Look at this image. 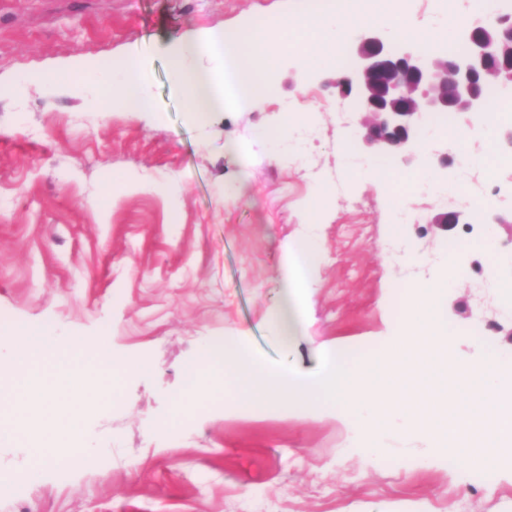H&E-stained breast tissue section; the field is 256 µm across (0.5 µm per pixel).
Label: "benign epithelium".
I'll list each match as a JSON object with an SVG mask.
<instances>
[{"mask_svg":"<svg viewBox=\"0 0 512 512\" xmlns=\"http://www.w3.org/2000/svg\"><path fill=\"white\" fill-rule=\"evenodd\" d=\"M466 43L465 56L450 64L438 56L426 60L410 42L395 48L379 31L355 37V65L336 78V87L359 115L362 143L409 161L429 134L425 124L429 114L450 105L462 114L476 111L482 97L475 91L474 77L478 73L488 79L498 77L487 62L512 55V16L499 15L472 26ZM474 217L468 206L457 203L433 216L429 224L448 231Z\"/></svg>","mask_w":512,"mask_h":512,"instance_id":"1","label":"benign epithelium"}]
</instances>
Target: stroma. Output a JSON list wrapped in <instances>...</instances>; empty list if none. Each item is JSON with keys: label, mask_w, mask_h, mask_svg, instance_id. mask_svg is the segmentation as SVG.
Instances as JSON below:
<instances>
[{"label": "stroma", "mask_w": 512, "mask_h": 512, "mask_svg": "<svg viewBox=\"0 0 512 512\" xmlns=\"http://www.w3.org/2000/svg\"><path fill=\"white\" fill-rule=\"evenodd\" d=\"M321 0H0V78L48 71L70 56L149 55L157 110L109 109L97 88L32 81L0 95V336L43 329L64 353L75 338L105 337L116 361H146L117 400L78 424L90 453L74 467L32 474L15 437L0 435V512H512V450L492 480L479 463L449 465L420 439L390 437L384 459L359 453L333 418H301L278 405L215 404L173 418L170 397L212 336L240 340L249 357L309 374L319 346L385 358L402 321L394 301L409 278L447 283L449 357L496 352L512 373V311L486 288L448 276V245L467 235L501 243V282L512 285V226L427 220L454 196L411 192L400 240L393 194L400 165L371 184L372 159L348 102L333 88L341 65L283 51L278 92L249 111L187 119L172 87L167 46L200 29L289 19ZM315 128L269 143L257 126L283 114ZM157 182L129 193L123 177ZM449 181L458 172L449 169ZM316 209V220L307 212ZM314 236L322 264L303 297L305 332L275 337L283 307L285 240Z\"/></svg>", "instance_id": "obj_1"}]
</instances>
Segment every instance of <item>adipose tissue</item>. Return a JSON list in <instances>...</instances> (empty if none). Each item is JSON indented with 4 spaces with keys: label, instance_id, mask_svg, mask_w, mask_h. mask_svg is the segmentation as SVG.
Returning a JSON list of instances; mask_svg holds the SVG:
<instances>
[{
    "label": "adipose tissue",
    "instance_id": "obj_1",
    "mask_svg": "<svg viewBox=\"0 0 512 512\" xmlns=\"http://www.w3.org/2000/svg\"><path fill=\"white\" fill-rule=\"evenodd\" d=\"M64 68L74 74L108 75L110 82L105 96L112 107L133 112L155 109L150 63L139 49L107 60L74 58L65 62ZM282 249L287 259L286 287H311L322 262L318 243L309 237L289 239ZM51 344V337L40 331L0 339V356L20 353L28 359L17 388L10 394H0V414H11L20 423L33 415L59 424L68 423L98 410L114 398L125 375L135 368L131 362L112 361L106 341L91 343L76 338L71 341L65 359L50 369L44 361L52 353ZM94 372L98 373L99 382L93 390L74 389L75 381Z\"/></svg>",
    "mask_w": 512,
    "mask_h": 512
}]
</instances>
